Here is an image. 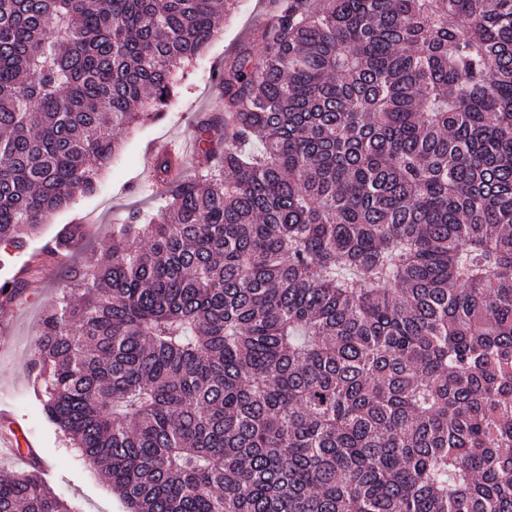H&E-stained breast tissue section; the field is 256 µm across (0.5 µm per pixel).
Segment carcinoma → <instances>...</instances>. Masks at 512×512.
<instances>
[{
	"instance_id": "1",
	"label": "carcinoma",
	"mask_w": 512,
	"mask_h": 512,
	"mask_svg": "<svg viewBox=\"0 0 512 512\" xmlns=\"http://www.w3.org/2000/svg\"><path fill=\"white\" fill-rule=\"evenodd\" d=\"M232 0H0V246L93 193ZM197 175L77 263L32 368L127 512H512V0H274ZM0 512H76L39 458Z\"/></svg>"
}]
</instances>
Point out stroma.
I'll use <instances>...</instances> for the list:
<instances>
[{"label": "stroma", "mask_w": 512, "mask_h": 512, "mask_svg": "<svg viewBox=\"0 0 512 512\" xmlns=\"http://www.w3.org/2000/svg\"><path fill=\"white\" fill-rule=\"evenodd\" d=\"M270 0H238L224 15L220 35L203 57L189 67L179 81L163 113L154 122L123 134L122 146L111 167L102 174L95 193L77 197L67 209L52 215L28 246L29 252L44 250L67 224H88L90 235L78 252L92 259L134 207L158 210L159 189L148 175L154 154L166 145L177 144L183 170L192 173L198 164L193 152V132L198 122L224 109L221 92L213 80L215 71L266 19ZM65 282L59 269L32 276L17 304L0 308V409L32 443L44 461L47 480L57 493L75 504L79 512H126L124 503L97 477L75 451L68 448L44 420L33 394L34 376L30 361L39 321Z\"/></svg>", "instance_id": "35a3bbf8"}]
</instances>
